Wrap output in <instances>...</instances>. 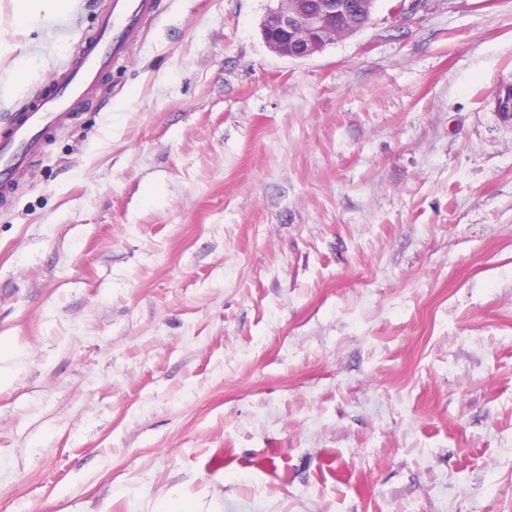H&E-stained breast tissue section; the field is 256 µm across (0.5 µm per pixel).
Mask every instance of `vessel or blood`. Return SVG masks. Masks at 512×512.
<instances>
[{
    "label": "vessel or blood",
    "mask_w": 512,
    "mask_h": 512,
    "mask_svg": "<svg viewBox=\"0 0 512 512\" xmlns=\"http://www.w3.org/2000/svg\"><path fill=\"white\" fill-rule=\"evenodd\" d=\"M155 11L154 0H112L110 12L101 18L96 32L81 42L69 64L49 85L26 94L10 121L0 125V197L9 196L48 138L72 113L83 109L139 23Z\"/></svg>",
    "instance_id": "b4317fda"
}]
</instances>
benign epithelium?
<instances>
[{"label": "benign epithelium", "instance_id": "obj_1", "mask_svg": "<svg viewBox=\"0 0 512 512\" xmlns=\"http://www.w3.org/2000/svg\"><path fill=\"white\" fill-rule=\"evenodd\" d=\"M346 0H278L261 24L265 44L292 59H305L330 43L329 22L349 13Z\"/></svg>", "mask_w": 512, "mask_h": 512}]
</instances>
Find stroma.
<instances>
[{
  "instance_id": "1",
  "label": "stroma",
  "mask_w": 512,
  "mask_h": 512,
  "mask_svg": "<svg viewBox=\"0 0 512 512\" xmlns=\"http://www.w3.org/2000/svg\"><path fill=\"white\" fill-rule=\"evenodd\" d=\"M111 0H0V122ZM294 60L158 0L0 201V512H512V0ZM70 0H15L19 12L28 19H36L42 10L55 12L67 8Z\"/></svg>"
}]
</instances>
